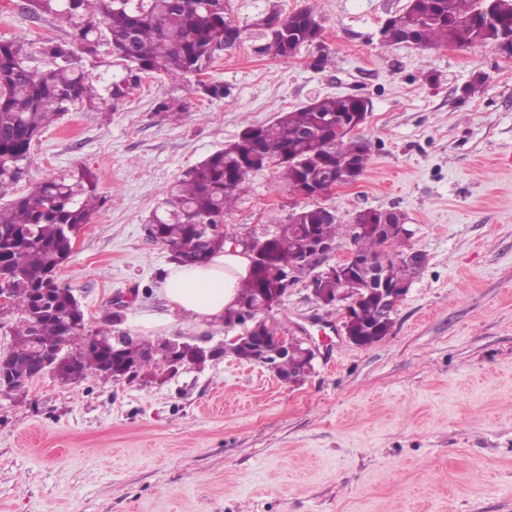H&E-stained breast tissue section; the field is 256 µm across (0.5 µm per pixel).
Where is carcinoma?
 I'll return each instance as SVG.
<instances>
[{
	"label": "carcinoma",
	"instance_id": "carcinoma-1",
	"mask_svg": "<svg viewBox=\"0 0 512 512\" xmlns=\"http://www.w3.org/2000/svg\"><path fill=\"white\" fill-rule=\"evenodd\" d=\"M409 0L406 9L389 17L381 29L384 45L412 37L421 47H461L502 43L503 29L512 31V0ZM29 14L50 15L68 26L70 40H50L42 48L45 63L29 65L20 42L0 41V195L24 172L34 142L60 116L81 105L98 112L113 111L144 77L161 74L173 85L207 72L217 53L234 47L242 37L233 23L228 0H26ZM267 38L261 52L288 58L314 45L312 66L323 68L328 51L314 11L299 9L288 16L275 7L255 20ZM112 61L100 60L101 48ZM210 99L229 95L224 83L212 81L193 88ZM362 96L316 97L281 115L268 126L249 127L238 140L187 169L175 190L157 209L149 236L170 248L173 259L204 263L224 249V234L207 229L224 223L226 214L248 191L252 173L272 168L292 193L320 185L328 173L356 176L369 159L368 143L350 134L354 115L368 112ZM157 111L175 122L189 117L178 99L160 102ZM98 176L86 167L36 184L6 205H0V288H10L17 321L11 327L7 359L16 373L31 376L42 364V349L58 350L65 372L82 378H111L108 367L130 383L154 370L151 352L160 340H144L126 348L112 341V325L95 330L102 344L90 346L83 337L84 313L71 290L51 279L70 255L76 225L90 222L104 204ZM394 212L362 211L356 223L326 219L320 206H304L293 220L258 238L260 252L238 290V303L253 311L250 336L273 340L281 326L261 314L272 309L281 275L288 262L305 252L312 238L334 242L351 239L362 260L372 258L390 282H413L420 269L405 257L410 237ZM359 345L379 341L371 329L390 331L394 319L385 315L374 296L361 291L356 308ZM303 354L288 360L283 371L307 374Z\"/></svg>",
	"mask_w": 512,
	"mask_h": 512
}]
</instances>
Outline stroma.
<instances>
[{
    "instance_id": "1",
    "label": "stroma",
    "mask_w": 512,
    "mask_h": 512,
    "mask_svg": "<svg viewBox=\"0 0 512 512\" xmlns=\"http://www.w3.org/2000/svg\"><path fill=\"white\" fill-rule=\"evenodd\" d=\"M313 9L329 58L261 50L253 21L270 5ZM407 0H229L242 30L209 79V99L146 76L116 111L77 109L36 143L8 199L82 166L103 207L58 270L96 329L113 299L124 330L164 316L169 249L145 228L187 168L250 126L325 95H360L370 161L353 186L321 199L341 223L398 211L426 266L388 335L352 344L341 312L308 279L269 317L306 329L319 355L303 381L224 355L163 383L45 375L24 396L0 392V512H512V58L495 46L426 49L381 43ZM66 29L0 0V41L42 65ZM480 80L471 96L464 88ZM176 97L190 117L156 107ZM273 170L249 177L224 230L257 235L305 206Z\"/></svg>"
}]
</instances>
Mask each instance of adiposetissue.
Segmentation results:
<instances>
[{
	"mask_svg": "<svg viewBox=\"0 0 512 512\" xmlns=\"http://www.w3.org/2000/svg\"><path fill=\"white\" fill-rule=\"evenodd\" d=\"M251 258L243 251L215 254L201 265L170 262L161 292L171 314L187 315L202 328L224 323L225 310L237 302L238 283L248 277Z\"/></svg>",
	"mask_w": 512,
	"mask_h": 512,
	"instance_id": "adipose-tissue-1",
	"label": "adipose tissue"
}]
</instances>
